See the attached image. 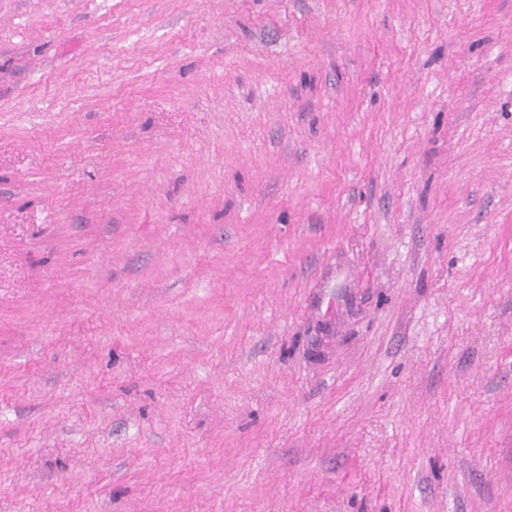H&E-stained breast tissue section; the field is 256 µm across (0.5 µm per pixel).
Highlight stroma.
I'll return each instance as SVG.
<instances>
[{"mask_svg": "<svg viewBox=\"0 0 512 512\" xmlns=\"http://www.w3.org/2000/svg\"><path fill=\"white\" fill-rule=\"evenodd\" d=\"M0 512H512V0H0Z\"/></svg>", "mask_w": 512, "mask_h": 512, "instance_id": "35a3bbf8", "label": "stroma"}]
</instances>
